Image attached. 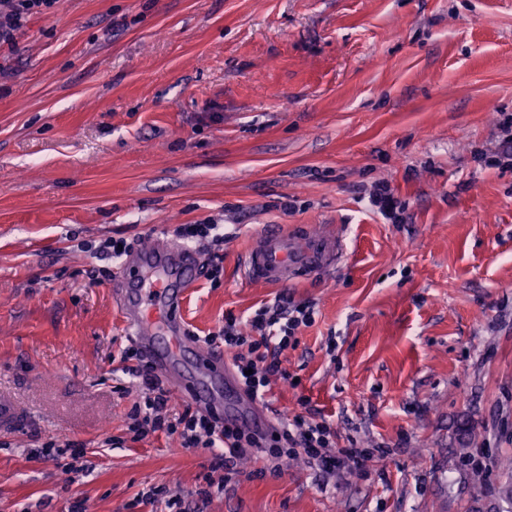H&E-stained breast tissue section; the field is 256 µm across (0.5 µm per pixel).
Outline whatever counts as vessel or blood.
Instances as JSON below:
<instances>
[{
  "label": "vessel or blood",
  "mask_w": 512,
  "mask_h": 512,
  "mask_svg": "<svg viewBox=\"0 0 512 512\" xmlns=\"http://www.w3.org/2000/svg\"><path fill=\"white\" fill-rule=\"evenodd\" d=\"M342 239L333 233L294 235L268 226L246 254L243 274L261 284H283L302 273L327 271L342 259ZM197 252L155 243L126 259L116 280V295L128 331L156 372L170 386L185 391L204 410H215L229 421L267 432L270 418L262 407L238 390L222 355L201 351L186 336L180 313L186 292L200 277ZM28 421L15 401L0 394V432L10 433Z\"/></svg>",
  "instance_id": "obj_1"
}]
</instances>
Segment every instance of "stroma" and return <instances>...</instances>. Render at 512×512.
Here are the masks:
<instances>
[{"label":"stroma","mask_w":512,"mask_h":512,"mask_svg":"<svg viewBox=\"0 0 512 512\" xmlns=\"http://www.w3.org/2000/svg\"><path fill=\"white\" fill-rule=\"evenodd\" d=\"M512 0H55L0 45V512H512ZM388 184L391 223L369 204ZM219 224L224 275L186 295L188 336L280 294L315 306L281 358L271 417L305 396L339 435L389 449L319 476L247 457L202 498L215 452L125 440L140 395L114 296V237ZM332 227L334 269L253 284L266 225ZM337 348L327 354L326 339ZM90 448L78 480L32 446ZM27 421V416L19 409L15 401L9 396L0 394V432H15L22 428Z\"/></svg>","instance_id":"35a3bbf8"}]
</instances>
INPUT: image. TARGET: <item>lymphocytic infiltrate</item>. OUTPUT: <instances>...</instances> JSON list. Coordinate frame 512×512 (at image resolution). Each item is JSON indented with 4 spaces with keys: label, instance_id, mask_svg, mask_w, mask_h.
Wrapping results in <instances>:
<instances>
[{
    "label": "lymphocytic infiltrate",
    "instance_id": "lymphocytic-infiltrate-1",
    "mask_svg": "<svg viewBox=\"0 0 512 512\" xmlns=\"http://www.w3.org/2000/svg\"><path fill=\"white\" fill-rule=\"evenodd\" d=\"M176 233L186 242L210 245L206 277L218 282L223 274L219 249L224 236L218 233L216 225L181 224ZM314 321L315 308L311 302H297L282 294L247 320L226 316L223 330L206 336L204 342L223 349L244 393L252 401L262 403L270 395L274 380L293 382L294 377L283 367L280 355L296 346L301 328ZM121 360L128 363V372L137 380L141 392L128 425L134 440L161 434L175 438L183 450L217 449L214 467L223 470L225 477H232L238 461L247 455L262 461L273 459L281 465L300 458L325 477L359 469L365 462L386 455L382 448L369 450L341 444L333 423L309 412V402L303 397L298 400L299 413L284 418L260 436L241 427H226L208 412H172L168 390L139 349L124 348Z\"/></svg>",
    "mask_w": 512,
    "mask_h": 512
}]
</instances>
